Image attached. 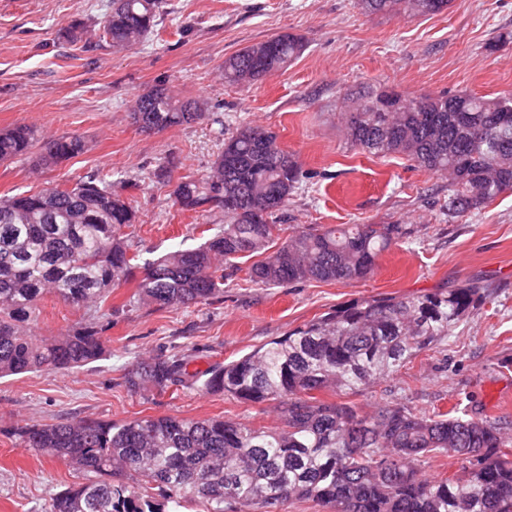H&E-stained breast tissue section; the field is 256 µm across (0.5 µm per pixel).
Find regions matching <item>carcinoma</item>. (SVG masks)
I'll return each instance as SVG.
<instances>
[{"mask_svg": "<svg viewBox=\"0 0 512 512\" xmlns=\"http://www.w3.org/2000/svg\"><path fill=\"white\" fill-rule=\"evenodd\" d=\"M452 0H356L366 14L428 15ZM162 0H112L105 36L117 50L152 33ZM303 37L283 32L224 59V82L250 85L288 67ZM204 111L163 86L139 96L131 117L157 131L191 123ZM351 146L377 156L398 154L448 181L442 211L458 217L512 191V94L406 96L382 88L351 94L345 124ZM39 147L49 166L84 150L79 136L41 139L18 125L0 132V160ZM301 168L275 134L243 126L224 138L208 175L177 183L185 209H224V231L196 247L173 249L138 264L122 227L135 213L112 184L90 177L70 188L0 199V378L85 366L106 353L92 326L36 340L27 334L38 303L51 293L73 307L106 300L134 284L133 297L159 307L205 302L221 291L225 265L240 255L261 260L250 281L346 282L371 276L382 253L412 231L404 224H340L296 232L281 242L278 212L298 189ZM275 192L280 205L253 221V205ZM477 280L404 296L354 299L230 363L200 372L183 355L137 362L123 376L134 392L172 387L223 393L244 403L277 400L282 426L256 428L222 417H139L122 423L65 420L26 425L14 435L42 456L62 459L82 481L59 492L47 512H162L159 495L190 498L204 512H255L292 499L331 512H512V457L501 427L484 418L427 413L390 402L361 415L319 393L354 394L397 372L449 335L483 300ZM450 451L462 473L420 476L422 458Z\"/></svg>", "mask_w": 512, "mask_h": 512, "instance_id": "cac0c4a2", "label": "carcinoma"}]
</instances>
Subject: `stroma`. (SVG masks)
Returning a JSON list of instances; mask_svg holds the SVG:
<instances>
[{"label":"stroma","instance_id":"obj_1","mask_svg":"<svg viewBox=\"0 0 512 512\" xmlns=\"http://www.w3.org/2000/svg\"><path fill=\"white\" fill-rule=\"evenodd\" d=\"M154 33L128 50L99 33L112 0H0V130L25 124L41 135L83 138V153L45 168L30 153L0 161V197L107 174L136 220L122 233L131 252L156 258L223 231V209L183 210L173 190L206 175L227 133L260 125L276 133L303 171L278 222L288 232L336 224H408L410 239L382 254L373 275L346 283L252 284L253 260L224 270V291L181 308L145 305L134 287L75 308L53 296L39 304L33 335L59 336L76 324L100 329L105 357L84 367L0 379V512H45L73 485L65 461L21 447L12 431L63 419L121 422L177 415L224 417L277 427V402L246 404L189 389L130 392L122 376L137 361L174 353L206 370L303 326L345 302L412 295L469 279L485 299L434 350L372 388L344 395L370 411L381 401L497 420L512 442V191L456 218L441 212L448 184L401 155L375 157L347 143L342 97L385 85L408 95L512 93V0H453L440 14H362L355 0H163ZM80 25L81 39L63 31ZM306 49L286 70L254 85L224 82L223 64L279 32ZM163 85L204 107L203 120L158 133L137 130L134 100ZM169 175L157 176L159 167Z\"/></svg>","mask_w":512,"mask_h":512}]
</instances>
